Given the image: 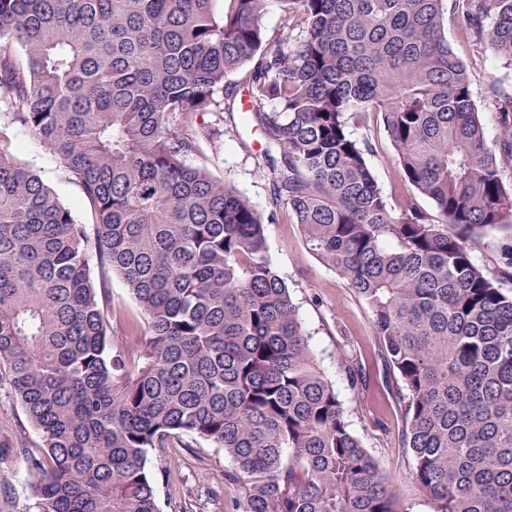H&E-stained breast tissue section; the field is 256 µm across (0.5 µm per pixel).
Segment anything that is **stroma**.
<instances>
[{
    "instance_id": "1",
    "label": "stroma",
    "mask_w": 512,
    "mask_h": 512,
    "mask_svg": "<svg viewBox=\"0 0 512 512\" xmlns=\"http://www.w3.org/2000/svg\"><path fill=\"white\" fill-rule=\"evenodd\" d=\"M447 37L454 52L471 68L474 100L487 139L498 141L500 129L494 95L512 94V65L490 52H476L472 41L459 33L455 24H448ZM206 120L216 137L201 142L199 152L190 157V164L207 167L215 177L246 196L260 213L273 215V223L266 226L269 254L288 283L303 326L311 336L314 356L334 383L351 430L397 485L410 512H431L428 500L410 479L411 453L399 444L401 418L385 383L369 310L336 271L309 251L299 226L289 218L286 205L273 199L268 178L256 168L257 157L265 145L259 129L244 122L231 124L223 112L210 113ZM352 132L356 138L369 139L372 149L368 162L383 194L392 206L403 204L410 189L392 163L394 149L380 125L356 126ZM7 135L11 152L44 179L80 222L93 223L94 216L83 202L79 187L57 156L20 126L9 127ZM109 287L112 352L130 361L140 352L142 339L148 334L147 324L118 277H111ZM344 352L353 354L363 366L368 388L362 394L350 390L339 369L338 357ZM378 421L387 426L385 435H377L374 424ZM19 440L32 449L41 444L8 381L1 380L0 443ZM150 464L169 468L166 479L158 485L162 512H235L240 489L225 478L234 464L223 449L205 444L169 448L164 456H151Z\"/></svg>"
}]
</instances>
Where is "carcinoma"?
I'll use <instances>...</instances> for the list:
<instances>
[{"instance_id": "carcinoma-1", "label": "carcinoma", "mask_w": 512, "mask_h": 512, "mask_svg": "<svg viewBox=\"0 0 512 512\" xmlns=\"http://www.w3.org/2000/svg\"><path fill=\"white\" fill-rule=\"evenodd\" d=\"M0 0V377L41 446L24 512H161L150 456L224 449L239 512H408L317 363L266 219L187 163L209 112L262 130L260 174L308 249L371 313L431 512H512V97L488 145L445 32L512 63V0ZM255 63L247 110L230 78ZM380 118L412 193L394 211L353 125ZM47 146L95 216L82 224L5 144ZM97 259L99 279L90 262ZM147 321L112 356L110 276ZM340 365L366 387L357 359ZM286 12H288V2H285V0H266L262 16V27L268 37L283 34V22ZM503 239V233L498 230H491L484 239V245L476 251L479 261L484 264L490 272L495 271L494 258L496 248Z\"/></svg>"}]
</instances>
